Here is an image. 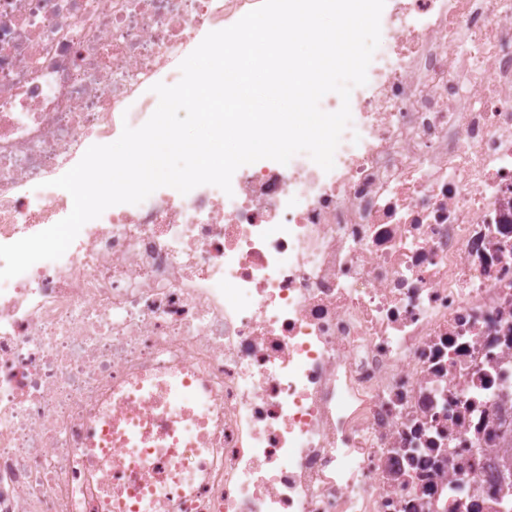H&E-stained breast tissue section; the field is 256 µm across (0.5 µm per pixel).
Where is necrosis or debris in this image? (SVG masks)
<instances>
[{"instance_id": "obj_1", "label": "necrosis or debris", "mask_w": 512, "mask_h": 512, "mask_svg": "<svg viewBox=\"0 0 512 512\" xmlns=\"http://www.w3.org/2000/svg\"><path fill=\"white\" fill-rule=\"evenodd\" d=\"M262 0H0V244ZM324 171L162 187L0 283V512H112L122 391L207 395L152 512H512V0H392Z\"/></svg>"}]
</instances>
